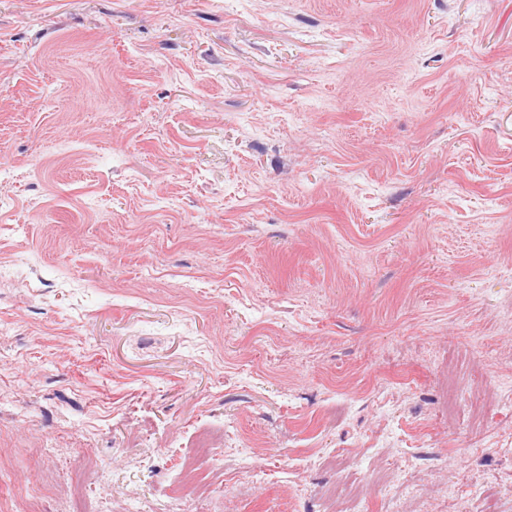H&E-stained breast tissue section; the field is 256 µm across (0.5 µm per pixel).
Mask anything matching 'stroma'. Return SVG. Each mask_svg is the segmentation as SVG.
<instances>
[{
	"instance_id": "obj_1",
	"label": "stroma",
	"mask_w": 512,
	"mask_h": 512,
	"mask_svg": "<svg viewBox=\"0 0 512 512\" xmlns=\"http://www.w3.org/2000/svg\"><path fill=\"white\" fill-rule=\"evenodd\" d=\"M0 512H512V0H0Z\"/></svg>"
}]
</instances>
